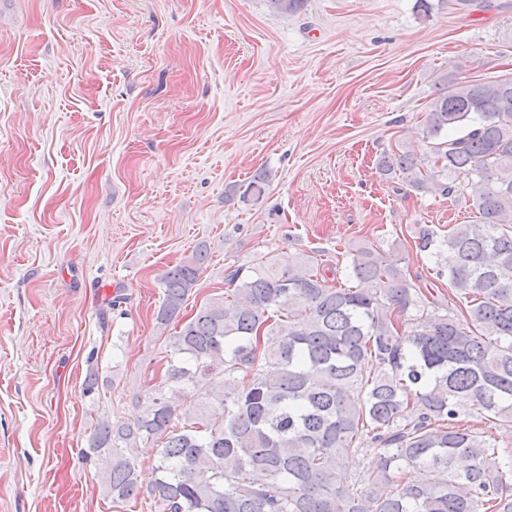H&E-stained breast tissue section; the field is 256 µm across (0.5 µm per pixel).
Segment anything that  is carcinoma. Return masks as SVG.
I'll use <instances>...</instances> for the list:
<instances>
[{"label": "carcinoma", "mask_w": 512, "mask_h": 512, "mask_svg": "<svg viewBox=\"0 0 512 512\" xmlns=\"http://www.w3.org/2000/svg\"><path fill=\"white\" fill-rule=\"evenodd\" d=\"M424 126L433 158L385 152L381 174L443 196L476 181V220L415 247L435 257L452 298L444 313L379 246L355 249V285H326L290 256H261L227 274L169 336L165 372L136 396L133 423L97 422L84 457L112 502L158 512H512V454L491 430L512 425V78L441 79ZM268 175L230 198L255 203ZM208 260L201 246L167 269L156 323L180 317ZM205 378L212 392L182 403ZM473 418L489 425L475 432ZM375 469L347 477L364 441ZM159 447L149 481L134 449Z\"/></svg>", "instance_id": "carcinoma-1"}]
</instances>
